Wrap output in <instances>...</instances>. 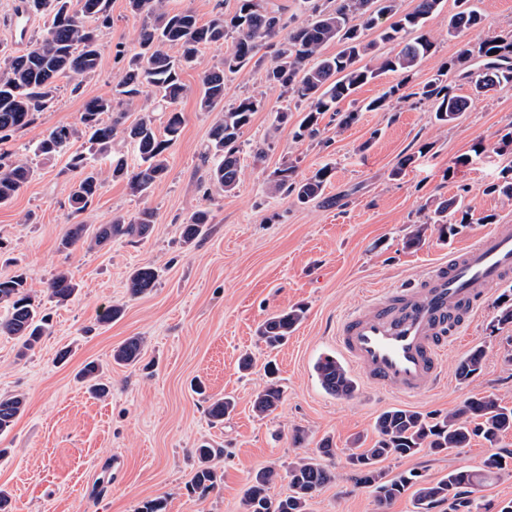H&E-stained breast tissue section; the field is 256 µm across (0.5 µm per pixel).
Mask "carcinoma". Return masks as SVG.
Wrapping results in <instances>:
<instances>
[{
	"label": "carcinoma",
	"mask_w": 512,
	"mask_h": 512,
	"mask_svg": "<svg viewBox=\"0 0 512 512\" xmlns=\"http://www.w3.org/2000/svg\"><path fill=\"white\" fill-rule=\"evenodd\" d=\"M310 2V19L277 42L275 38L284 24L266 0H238L233 15L221 13L204 24L192 10L169 12L164 0H127L130 12L142 17L143 22L138 51L130 59L115 94L86 103L78 122L54 128L39 141L35 154L50 158L66 150L73 139L87 135L94 153L109 156L112 141L120 134L134 145L141 164L131 171L123 158L114 159L112 177L126 179L132 194L148 196L166 174L168 150L178 140L182 129L183 115L178 105L189 93V87L181 78L182 71L195 62L200 46L222 44L228 38L232 39V47L224 53V61L201 74L200 110L212 112L221 105L226 74L239 72L262 49L273 46L275 51L266 72L268 86L279 89L284 96L307 103V111L295 131V138L300 141L318 138L321 121L327 114L340 117V127L354 121L355 113L340 112V103L381 72H399L403 78L384 96L364 104L367 111L414 97L435 102V119L448 125L459 119L470 105L471 97L454 94L439 78L415 92H403L412 72L433 49V42L427 35L406 42L404 34L421 28L438 11L442 0H415L412 11L379 30L377 40L371 42L364 41L363 31L378 27L385 15H396L397 0H336V7L331 11L322 9L319 0ZM109 5L110 0H23V12L48 11L52 18L43 34L30 39L24 53L7 57L0 66V141L31 125L37 113L52 106L58 80L69 79L73 82L72 91L76 92L83 80L96 71L100 27L109 22ZM482 22L483 15L468 6V0H462L461 9L448 21V32L476 31ZM335 41L340 43V51L333 56H323L324 46ZM379 42L394 44L399 50L378 55ZM172 46L179 48V55L169 54L168 48ZM366 56L375 58L376 68L359 65ZM445 69L460 72L470 84L472 97L480 96L495 82H511L512 32L467 45L448 61ZM148 90L154 91L165 104L161 136L156 132L151 112L143 114L134 124L119 128L126 108L138 104ZM262 105L261 94L240 98L223 111L210 130L204 162L214 159L209 179L225 192L233 191L239 183L243 129ZM108 114L112 118L106 122L103 116ZM69 166L79 173L70 192L71 207L79 213L98 196L103 180L101 172L88 165L87 157L81 153L71 155ZM33 174L28 159H8L0 153V204L10 202ZM328 176L329 168L325 167L310 178L297 180L295 167L285 163L274 172L272 186L277 192L294 195L299 202L308 203L321 197ZM209 220V212L205 210L193 213L184 224L185 242L197 239ZM470 220V209L461 198L440 203L427 218L429 223L437 225L439 236L443 238L456 236ZM153 223V211L144 209L131 218L116 216L111 223L98 225L91 234L86 225L74 224L60 245L69 249L82 240L99 246L117 237L139 238L148 234ZM156 280L154 268L145 265L134 269L128 277L129 294L137 297L147 293L154 288ZM76 292L77 284L66 272L58 274L49 284V297L58 303L68 301ZM0 305L6 309V314L0 317V335L17 339L23 354L33 349L45 333L47 318L41 312L36 294L28 286L25 273L0 279ZM497 310L494 327L499 330L511 325L512 296L508 294L506 299L498 300ZM304 315L301 307L275 314L261 324L259 336L266 345L275 348L287 339ZM143 344L140 336L127 338L114 350L113 361L119 365L136 364ZM483 360L484 350L472 349L458 366V379L466 381L480 373ZM314 370L327 393L344 398L354 394L353 379L335 357H320ZM79 378L90 393L108 394L107 386L100 382L96 363L85 364ZM281 398L280 387L270 381L257 395L254 408L261 414L271 412ZM24 406L25 399L20 394L0 396L1 434L13 426ZM233 409L232 399H219L209 406L208 416L211 422L222 423ZM374 431L377 439L373 446L348 449L346 463L350 480L357 486L371 489L381 507L413 488L418 512H431L445 503L450 512H482L483 504L476 497L479 488L489 480L512 474L511 450L488 455L475 470L458 468L433 482L420 480V475L411 470L391 477L381 466L389 458L409 457L423 449L441 454L464 448L475 438L495 445L502 434L512 432V408L501 405L494 395L474 394L460 408L438 417L410 409L385 410L376 418ZM221 452V448L206 445L196 449L198 467L192 480L193 490L205 494L218 487L221 476L211 468L210 460ZM333 455L332 444L326 440L320 448V456L302 457L292 462L288 467L289 493L280 498L268 494L278 478L276 469L267 467L257 471L242 498L243 512H307L314 494L334 479V474L322 462V458Z\"/></svg>",
	"instance_id": "1"
}]
</instances>
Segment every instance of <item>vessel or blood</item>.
<instances>
[{"label": "vessel or blood", "instance_id": "vessel-or-blood-1", "mask_svg": "<svg viewBox=\"0 0 512 512\" xmlns=\"http://www.w3.org/2000/svg\"><path fill=\"white\" fill-rule=\"evenodd\" d=\"M512 280V225L499 224L420 281L388 289L345 315L336 349L368 384L415 398L444 377L442 359L491 288Z\"/></svg>", "mask_w": 512, "mask_h": 512}]
</instances>
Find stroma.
I'll list each match as a JSON object with an SVG mask.
<instances>
[{"label":"stroma","instance_id":"35a3bbf8","mask_svg":"<svg viewBox=\"0 0 512 512\" xmlns=\"http://www.w3.org/2000/svg\"><path fill=\"white\" fill-rule=\"evenodd\" d=\"M478 6L482 28L452 35L448 20L458 2L443 0L424 28L433 53L415 69L412 84L440 74L453 93L470 95L465 80L453 71L441 74V67L464 45L512 31V0H479ZM20 10L21 0H0V53H23L28 39L44 29L43 14L23 19ZM110 15L95 73L77 91L60 79L56 107L0 142V152L31 159L36 167L11 203L0 206V278L25 271L50 316L46 334L27 354H20L16 339L0 335V395L25 397L24 411L0 435V490L9 495L13 512H137L151 499L163 500L164 512H241L260 468L278 469L281 478L270 494L286 495L289 463L316 454L326 438L335 448L326 460L335 479L315 494L309 512H416L409 492L379 510L370 489L349 480L346 450L357 439L371 447L373 423L390 408L445 413L487 391L512 406V327L491 328L496 299L502 290L512 291V282L490 290L462 341L449 347L444 382L419 398L406 400L362 381L352 397L339 398L323 390L314 365L320 356L335 354L339 319L376 290L423 277L432 263L486 231L483 216L512 224V198L492 190L512 178V146L501 144L512 132V82L475 99L456 123L443 125L432 102L414 98L365 111L364 103L400 81V74L386 72L341 103V112L356 115L349 126L330 125L320 139L298 141L294 131L303 108L268 88L270 54L260 51L229 78L224 92L228 106L252 94L264 98L241 137L240 182L227 193L209 181L202 161L220 114L200 111V75L226 51L207 45L182 73L190 92L179 105L184 124L169 150L167 175L141 198L113 179L108 159L93 156L104 184L87 210L76 214L68 202L76 178L69 158L87 153L86 140L75 139L68 152L47 159L33 149L54 127L77 123L87 101L110 95L137 51L141 21L127 0H111ZM283 109L290 118L280 124L275 115ZM287 162L301 179L330 169L318 200L301 204L271 192L273 172ZM397 167L402 173L396 177ZM460 195L473 220L441 241L426 217L438 202ZM145 207L155 212L145 238L59 246L71 225L92 229ZM199 210L211 215L208 230L200 240L185 242L182 226ZM418 228L423 246L406 248L407 236ZM145 264L157 270V283L130 297L128 277ZM61 272L79 285L63 305L49 300L47 291ZM111 304L123 306L122 317L99 323L100 310ZM296 305L305 307L304 319L282 346L268 349L257 336L258 325ZM131 336L144 339L140 362L116 364L113 351ZM477 346L485 350L482 371L459 381V362ZM246 353L254 366L244 372L238 361ZM270 360L283 395L273 412L260 415L253 404ZM90 361L99 364L110 388L106 397L91 396L77 378ZM224 396L235 408L222 424L212 425L208 407ZM298 430L306 436L300 444L293 440ZM204 442L224 453L211 462L223 480L202 498L187 486L197 467L194 450ZM492 449L475 439L439 455L424 450L389 459L384 467L392 475L413 470L435 481L460 467H479Z\"/></svg>","mask_w":512,"mask_h":512}]
</instances>
